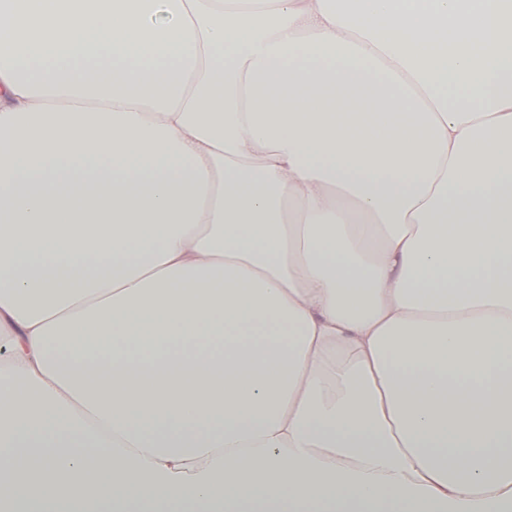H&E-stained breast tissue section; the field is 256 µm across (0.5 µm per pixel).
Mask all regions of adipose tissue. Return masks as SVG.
<instances>
[{"label":"adipose tissue","mask_w":512,"mask_h":512,"mask_svg":"<svg viewBox=\"0 0 512 512\" xmlns=\"http://www.w3.org/2000/svg\"><path fill=\"white\" fill-rule=\"evenodd\" d=\"M0 512H512V0H0Z\"/></svg>","instance_id":"1"}]
</instances>
